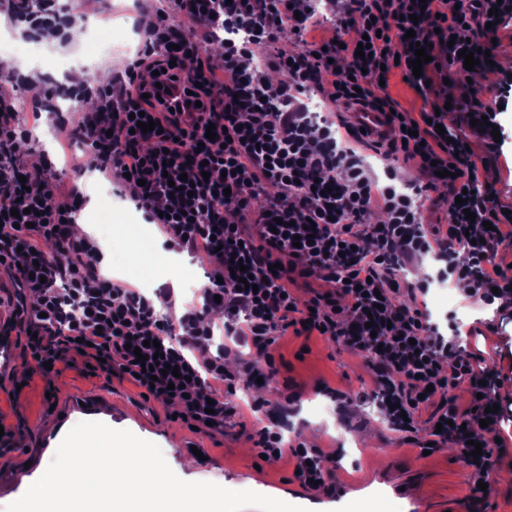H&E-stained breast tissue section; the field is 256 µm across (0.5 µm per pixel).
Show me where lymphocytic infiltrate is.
<instances>
[{"instance_id": "1", "label": "lymphocytic infiltrate", "mask_w": 512, "mask_h": 512, "mask_svg": "<svg viewBox=\"0 0 512 512\" xmlns=\"http://www.w3.org/2000/svg\"><path fill=\"white\" fill-rule=\"evenodd\" d=\"M341 0L331 15L316 0H168L144 29L142 48L108 84L88 78L70 90L74 107L53 113L56 138L80 142L95 168L115 191L133 199L146 223L159 226L166 246L209 263L216 280L201 301L173 318L168 289L146 295L102 271L104 253L89 234L73 226L87 199L78 181L87 167L71 156L73 182H63L49 154L42 173L24 178L22 144L31 141L47 93L25 77L0 86V271L13 285L10 321L0 337H22L24 365L51 380L63 365L81 362L105 378L129 379L144 398L173 407L198 430L223 431L239 414L233 394L256 388L277 373L273 347L288 330L323 332L361 354L378 388L377 406L389 428L427 444L460 453L479 442L477 476L496 470L501 453V414H486L484 370L457 345L456 321L447 330L432 322L425 297L428 280L411 278L425 258L439 261L438 277L462 285L467 298L491 305L512 302V267L497 260L512 241L506 214L492 184L467 152L463 138L447 142L438 125L448 122L438 102L419 113L396 109L381 92L385 72L401 70L413 87L434 81L439 67L463 69L461 50H476V37L498 35L497 0ZM28 31L66 35L72 11L58 0H40L36 10L12 9ZM330 22L334 37L311 42L312 26ZM414 40H406L407 30ZM296 48L274 51L283 35ZM371 55H358L362 41ZM430 42V60L411 65L413 42ZM220 43L219 54L208 47ZM281 73L271 83L267 71ZM168 98L158 95L159 89ZM28 92L32 110L20 118L18 91ZM316 91L323 105H360L388 114L393 137L376 148L384 165L376 175L360 150V136L340 138L327 116L305 100ZM145 113L156 130H138L132 116ZM414 136H407L409 128ZM215 139H207V129ZM414 161L426 189L445 177L452 219L425 223L420 192L398 189L394 163ZM187 178L193 188H177ZM276 193L262 206L254 201L266 187ZM473 200L457 204L463 190ZM382 223H368L373 211ZM302 238L294 246V238ZM240 258L253 288L231 275ZM280 271H272V264ZM322 283L308 299L291 291L300 279ZM163 353L186 383L170 388L169 377L151 380L134 351ZM469 381L471 407L459 410L450 387ZM213 413H206V406ZM487 427H480V419ZM251 439L259 453L290 451L300 482L329 488L334 458L295 441L280 429L263 427Z\"/></svg>"}]
</instances>
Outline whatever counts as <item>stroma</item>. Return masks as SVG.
Instances as JSON below:
<instances>
[{
	"label": "stroma",
	"mask_w": 512,
	"mask_h": 512,
	"mask_svg": "<svg viewBox=\"0 0 512 512\" xmlns=\"http://www.w3.org/2000/svg\"><path fill=\"white\" fill-rule=\"evenodd\" d=\"M83 12V19L75 25L79 37L64 41L59 48L44 46L42 55L34 59L31 80L52 89L60 77L71 76L76 60L123 63L133 54L142 39L139 0H112L108 18L89 5ZM87 31L102 44L101 52H88L83 39ZM498 36L499 45L491 52L494 65L490 78L466 83L448 70L436 81L434 90L454 101L470 93L484 101L505 96L507 107L498 116L503 131L500 147L490 148L476 136L471 142L481 174L503 202L512 203V30L500 29ZM105 184V178L95 174L84 180L90 201L81 217L93 236L111 234L119 222L135 230L131 248L158 243L157 227L132 216V203L99 199L96 190ZM210 274L208 264L192 260L187 253L171 256L162 250L153 256L139 281L151 289L174 287V300L183 304L190 301L193 289L208 284ZM452 293L447 305L429 302L432 319L442 324L448 312H455L461 345L480 356L482 367L489 373L499 374L500 383L490 396L509 419L504 434L512 437V308L497 311L468 303L458 286ZM275 360L278 374L264 395L275 403L293 396L290 422L294 433L320 447L335 449V490L304 487L293 475L295 461L290 455L272 463L262 461L246 438L247 431L256 426L252 412H245L243 426L225 429L224 433L194 432L172 419L170 407L141 397L131 382H109L66 369L50 387L41 377H32L11 406L7 423L15 428L16 445L0 450V474L12 475L13 481L0 488V512H6L34 483L57 439L79 419L128 430L157 444L184 481L251 490L308 512H388L393 505L399 512H512V447L504 451L499 480L489 482L485 494H476V476L455 449L446 447L426 456L416 445L397 441L386 428L373 404L372 384L362 356L321 336L288 335L281 339ZM332 388L343 392V399L331 398L328 391ZM98 396L110 400L108 412L87 411L75 419L62 418L61 409L69 401ZM196 450L202 452V460L193 468H184V459ZM387 476L411 480L413 494L394 492L383 482Z\"/></svg>",
	"instance_id": "stroma-1"
}]
</instances>
